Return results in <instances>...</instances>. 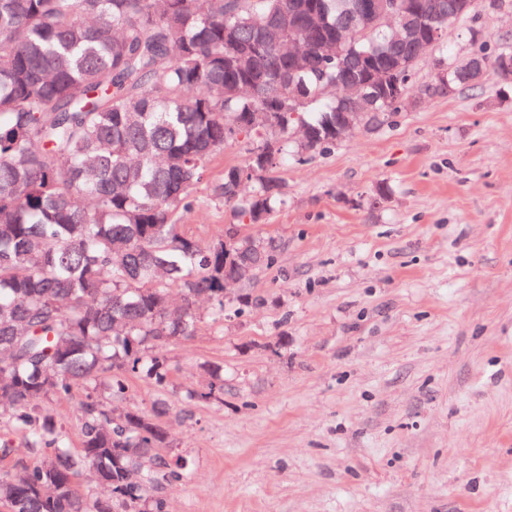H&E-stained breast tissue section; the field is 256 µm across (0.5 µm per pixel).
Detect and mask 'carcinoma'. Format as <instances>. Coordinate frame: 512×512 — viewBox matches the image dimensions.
I'll use <instances>...</instances> for the list:
<instances>
[{
  "label": "carcinoma",
  "instance_id": "1",
  "mask_svg": "<svg viewBox=\"0 0 512 512\" xmlns=\"http://www.w3.org/2000/svg\"><path fill=\"white\" fill-rule=\"evenodd\" d=\"M337 0H0V420L22 432L40 460L0 472V505L14 512H166L155 490L185 481L188 460L171 453L162 423L164 399L133 404L112 422L111 400L124 398L127 379L169 383L163 346L188 338L208 296L224 316V280L245 261L268 266L277 249L247 259L242 244H208L178 223L215 155L243 137L248 158L224 171L213 195L250 224L266 223L285 201L276 170L288 156L325 153L338 144L336 127L356 113L365 125L392 124L399 102L374 88L362 101L329 98L330 82L361 76L363 52L403 67L381 69L382 83L409 88L415 64L440 58L443 40L427 49L391 39L363 15L336 12ZM430 14L410 22L448 31L486 12L473 0H428ZM315 10L322 30L288 29L287 41L307 48L292 66L273 42L278 16ZM346 39L336 43V22ZM471 41L486 77L512 81L503 60ZM437 96L482 83L450 66ZM301 90L297 111L276 110L288 86ZM266 112L279 128L272 159L253 158L264 128L239 122ZM306 125L308 150L290 149L292 130ZM258 181L239 197V176ZM184 306L169 308L171 289ZM164 340L159 341L157 337ZM205 383L189 397L224 402V367H205ZM82 449H69L53 402L75 388ZM110 488L88 498L75 478Z\"/></svg>",
  "mask_w": 512,
  "mask_h": 512
}]
</instances>
